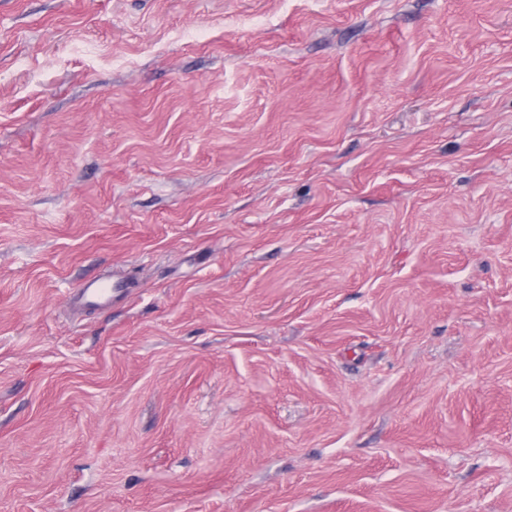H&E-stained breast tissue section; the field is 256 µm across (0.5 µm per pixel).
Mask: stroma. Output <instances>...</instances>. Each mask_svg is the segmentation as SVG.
<instances>
[{
  "label": "stroma",
  "instance_id": "1",
  "mask_svg": "<svg viewBox=\"0 0 512 512\" xmlns=\"http://www.w3.org/2000/svg\"><path fill=\"white\" fill-rule=\"evenodd\" d=\"M0 512H512V0H0ZM121 288H129V286L89 280L82 284L79 291L88 304L101 306L112 299L114 291H120Z\"/></svg>",
  "mask_w": 512,
  "mask_h": 512
}]
</instances>
